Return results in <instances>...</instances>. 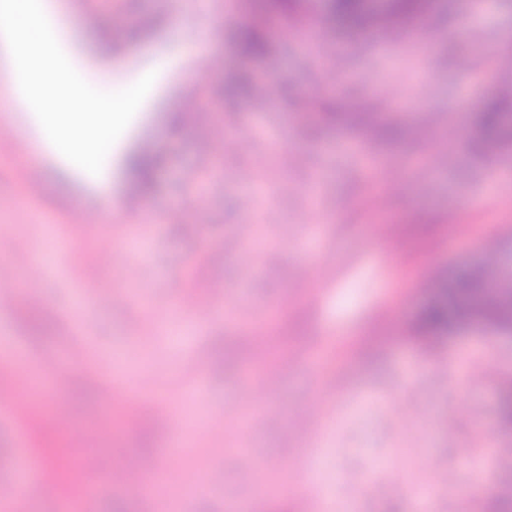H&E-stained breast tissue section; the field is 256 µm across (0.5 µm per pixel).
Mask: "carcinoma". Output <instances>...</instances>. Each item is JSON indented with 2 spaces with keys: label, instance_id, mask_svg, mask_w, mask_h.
Returning <instances> with one entry per match:
<instances>
[{
  "label": "carcinoma",
  "instance_id": "carcinoma-1",
  "mask_svg": "<svg viewBox=\"0 0 512 512\" xmlns=\"http://www.w3.org/2000/svg\"><path fill=\"white\" fill-rule=\"evenodd\" d=\"M431 6V0H323L329 18L347 34L368 28L408 27ZM267 46L264 31L245 27L239 33V52L247 57L262 55ZM471 150L492 154L512 144V99L501 95L476 105ZM154 158L138 154L132 162L130 176L143 191L152 187ZM430 297L417 314L414 330L418 337L437 343L448 331L480 324L503 335L512 334V288L505 287L502 271L490 264L464 266L442 273L430 285ZM48 450L59 458L53 479L64 486L73 472V463L65 449L54 446L51 434H44Z\"/></svg>",
  "mask_w": 512,
  "mask_h": 512
}]
</instances>
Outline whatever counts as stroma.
<instances>
[{"mask_svg":"<svg viewBox=\"0 0 512 512\" xmlns=\"http://www.w3.org/2000/svg\"><path fill=\"white\" fill-rule=\"evenodd\" d=\"M494 2L491 20L475 22L477 0H436L421 20L425 52L410 34L383 47L373 33L347 35L316 6L310 30L274 22L265 53L248 58L237 33L250 0H215L207 13L197 0H127L121 28L86 0H62L70 34L60 46L91 86L114 92L157 73L103 165L111 193L141 202L112 224L70 223L71 207L100 210L94 180L67 159L35 157L38 120L13 108L0 74V116L15 135L0 157V233L12 239L0 289L15 291L0 306V346L20 352L16 369L32 376L68 362L59 395L102 477L80 512H170L195 474L203 480L184 512H237L266 483L277 490L266 512H324L328 490L355 512H420L409 491L428 484L440 487L429 512H498V494L512 489V423L499 415L512 337L471 326L431 349L409 330L426 275L512 265V187L487 193L512 174V145L486 157L469 149L471 107L497 97L492 74L512 56V0ZM193 29L222 70L202 72ZM241 73L248 95H213ZM268 83L277 93L265 101L255 90ZM311 100L318 111H307ZM332 110L378 113L406 137L387 143L328 122ZM210 139L234 148L210 152ZM142 148L158 156L144 196L127 172ZM35 164L45 176L32 190ZM172 208L184 231L164 223ZM132 236L140 247L125 251ZM103 237L117 248L107 265L93 252ZM32 272L33 297L20 286ZM116 293L122 302L110 303ZM193 302L223 313L185 330L178 308ZM255 335L273 339L265 360L239 346ZM458 359L479 369L461 392L447 369ZM263 365L275 379L258 392L243 376ZM128 388L166 405L124 410ZM18 396L0 386V485L24 475L41 496L55 461L32 418L14 411ZM229 409L240 410V431L217 433ZM117 413L118 433L100 432ZM172 427L182 431L174 451ZM118 446L174 457L181 477L168 500L110 484ZM477 482L489 495L471 494Z\"/></svg>","mask_w":512,"mask_h":512,"instance_id":"stroma-1","label":"stroma"}]
</instances>
